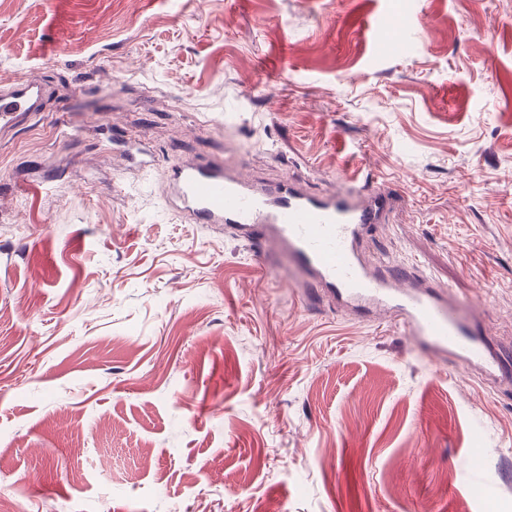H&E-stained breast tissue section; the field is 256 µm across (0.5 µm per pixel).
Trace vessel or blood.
I'll list each match as a JSON object with an SVG mask.
<instances>
[{
	"instance_id": "b4317fda",
	"label": "vessel or blood",
	"mask_w": 512,
	"mask_h": 512,
	"mask_svg": "<svg viewBox=\"0 0 512 512\" xmlns=\"http://www.w3.org/2000/svg\"><path fill=\"white\" fill-rule=\"evenodd\" d=\"M376 27L378 46L392 41L410 49L403 21L381 17ZM44 96L43 85L34 81L1 89L0 127L42 111ZM160 191L193 223L286 255L303 302L326 296L360 316L385 315L421 352L455 359L499 382L512 381V349L486 336L478 317L460 306L450 289L431 279L417 281L410 266L381 261L373 267L365 260L363 240L389 221L395 203L389 188L347 182L336 193L318 195L288 178L259 187L224 164L188 162L168 172Z\"/></svg>"
}]
</instances>
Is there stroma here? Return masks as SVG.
Wrapping results in <instances>:
<instances>
[{
    "label": "stroma",
    "instance_id": "1",
    "mask_svg": "<svg viewBox=\"0 0 512 512\" xmlns=\"http://www.w3.org/2000/svg\"><path fill=\"white\" fill-rule=\"evenodd\" d=\"M379 16L413 53H376ZM28 78L43 111L0 128L14 512H512V386L303 303L155 190L192 160L386 184L372 255L512 346V0H0V88Z\"/></svg>",
    "mask_w": 512,
    "mask_h": 512
}]
</instances>
